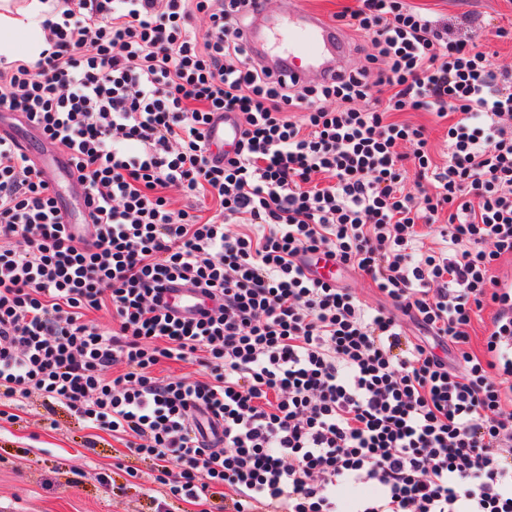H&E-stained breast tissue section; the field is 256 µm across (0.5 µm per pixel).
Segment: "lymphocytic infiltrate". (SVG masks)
<instances>
[{"label": "lymphocytic infiltrate", "instance_id": "f902f5d3", "mask_svg": "<svg viewBox=\"0 0 512 512\" xmlns=\"http://www.w3.org/2000/svg\"><path fill=\"white\" fill-rule=\"evenodd\" d=\"M266 7L57 0L48 51L0 65V112L68 153L91 217L69 234L60 192L0 135V401L64 405L199 512H340L359 483L353 512H512V280L493 273L512 256V70L491 49L512 30L354 0L332 19L370 42L364 65L300 86L255 60ZM221 112L240 138L216 161ZM409 112L445 124L446 161ZM171 187L196 205L172 209ZM322 258L383 304L317 277ZM177 279L211 307L177 316ZM341 282L367 305L375 307L381 303L380 295L367 278L351 271H342Z\"/></svg>", "mask_w": 512, "mask_h": 512}]
</instances>
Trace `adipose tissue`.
<instances>
[{
  "label": "adipose tissue",
  "instance_id": "ef3b65f1",
  "mask_svg": "<svg viewBox=\"0 0 512 512\" xmlns=\"http://www.w3.org/2000/svg\"><path fill=\"white\" fill-rule=\"evenodd\" d=\"M53 9L52 0H0V55L11 63L37 60L48 48L43 24Z\"/></svg>",
  "mask_w": 512,
  "mask_h": 512
}]
</instances>
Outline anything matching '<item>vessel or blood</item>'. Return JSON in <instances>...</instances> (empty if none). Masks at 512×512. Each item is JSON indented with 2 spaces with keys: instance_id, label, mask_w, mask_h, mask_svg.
<instances>
[{
  "instance_id": "1",
  "label": "vessel or blood",
  "mask_w": 512,
  "mask_h": 512,
  "mask_svg": "<svg viewBox=\"0 0 512 512\" xmlns=\"http://www.w3.org/2000/svg\"><path fill=\"white\" fill-rule=\"evenodd\" d=\"M248 39L257 57L278 58L288 77L302 85L343 73L351 54L335 28L304 8L302 0H283L279 12L262 15L259 25L249 29ZM208 135L212 156L220 159L233 150L240 129L233 117H218Z\"/></svg>"
}]
</instances>
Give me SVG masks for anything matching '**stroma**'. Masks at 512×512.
Returning <instances> with one entry per match:
<instances>
[{"mask_svg":"<svg viewBox=\"0 0 512 512\" xmlns=\"http://www.w3.org/2000/svg\"><path fill=\"white\" fill-rule=\"evenodd\" d=\"M413 3L452 23L512 27V0ZM18 414L16 423L0 421V512H187L153 491L148 461L117 462L111 437L88 441V429L65 409L47 413L34 396Z\"/></svg>","mask_w":512,"mask_h":512,"instance_id":"stroma-1","label":"stroma"}]
</instances>
